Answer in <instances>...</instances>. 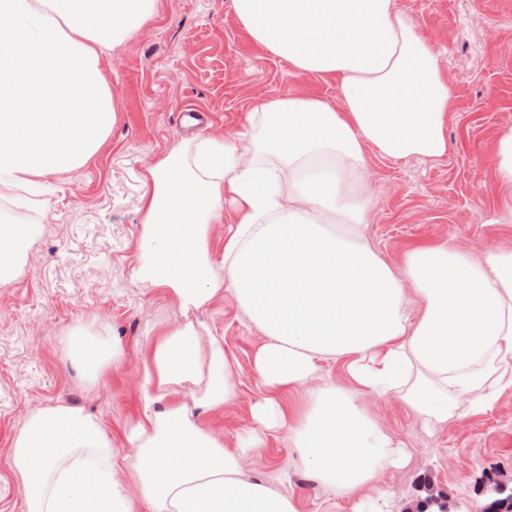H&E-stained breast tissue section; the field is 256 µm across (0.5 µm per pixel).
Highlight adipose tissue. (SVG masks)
Returning a JSON list of instances; mask_svg holds the SVG:
<instances>
[{
	"label": "adipose tissue",
	"instance_id": "1",
	"mask_svg": "<svg viewBox=\"0 0 512 512\" xmlns=\"http://www.w3.org/2000/svg\"><path fill=\"white\" fill-rule=\"evenodd\" d=\"M266 54L332 82L328 102L291 91L247 114L243 131L182 140L144 167L134 279L176 320L140 377L142 409L116 448L101 418L66 404L29 414L8 450L23 512H301L244 472L268 433L333 495L355 498L406 450L358 392L397 397L427 432L467 398L483 407L512 369V249L451 240L387 262L365 235L369 157L439 158L456 108L438 56L396 0H232ZM158 16V0H0V200L95 158L117 119L103 61ZM512 224V131L495 145ZM232 211L224 254L214 225ZM31 226L0 224V284L17 278ZM231 298L262 335V387L235 445L205 425L237 396L223 343L199 313ZM66 356L96 382L124 356L107 330L77 324ZM342 364L349 391L317 384Z\"/></svg>",
	"mask_w": 512,
	"mask_h": 512
}]
</instances>
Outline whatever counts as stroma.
Segmentation results:
<instances>
[{"instance_id":"obj_1","label":"stroma","mask_w":512,"mask_h":512,"mask_svg":"<svg viewBox=\"0 0 512 512\" xmlns=\"http://www.w3.org/2000/svg\"><path fill=\"white\" fill-rule=\"evenodd\" d=\"M439 56L456 91L438 159H369L375 205L366 235L385 259L409 246L452 238L473 253L512 247V226L492 223L506 192L498 183L493 144L512 129V0H396ZM106 76L118 119L105 149L85 167L48 178L42 193L0 204V220L37 225L26 263L0 285V512H21L23 491L9 473L7 450L29 412L56 403L103 419L117 447L140 408L138 379L148 339L174 318L154 289L130 277L139 226L136 209L144 163L187 132L183 108L211 113L207 131L241 130L257 103L300 88L335 100L334 84L299 76L267 57L240 27L231 0H159V18L110 54ZM224 343L239 395L205 423L234 443L262 389L253 370L261 341L231 300L199 314ZM107 329L125 348L122 362L86 385L64 355L76 323ZM376 421L402 441L409 460L380 484L382 512H416L424 482L457 512H478L486 476L512 484V386L479 409L460 403L426 434L399 399L359 393ZM249 477L302 500V512H356L301 470L286 432L270 434L247 460Z\"/></svg>"}]
</instances>
